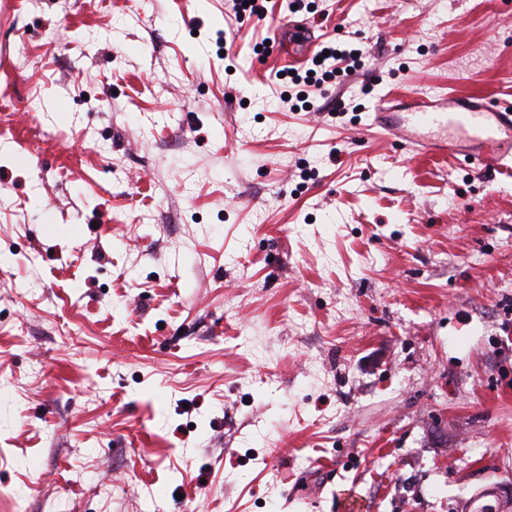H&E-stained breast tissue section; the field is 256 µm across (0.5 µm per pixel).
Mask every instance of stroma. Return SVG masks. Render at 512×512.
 Instances as JSON below:
<instances>
[{
	"instance_id": "stroma-1",
	"label": "stroma",
	"mask_w": 512,
	"mask_h": 512,
	"mask_svg": "<svg viewBox=\"0 0 512 512\" xmlns=\"http://www.w3.org/2000/svg\"><path fill=\"white\" fill-rule=\"evenodd\" d=\"M309 6L292 108L286 0H0V512H512V166L372 125L512 104V0ZM330 51V55L327 57L323 56V53ZM358 49H340L336 48V45H324L322 48L312 57L311 64L304 69V71H298V69H289L284 71L283 78H280V74H276L278 80H287L294 86L301 87H316L320 89L327 79L336 77L337 73H344L347 70L353 69L361 61V54ZM321 56L322 61H317V57Z\"/></svg>"
}]
</instances>
